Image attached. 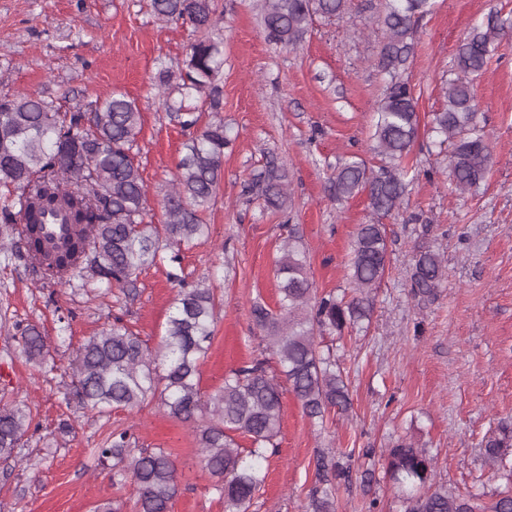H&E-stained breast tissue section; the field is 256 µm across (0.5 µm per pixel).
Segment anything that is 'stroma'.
I'll return each mask as SVG.
<instances>
[{
    "label": "stroma",
    "instance_id": "35a3bbf8",
    "mask_svg": "<svg viewBox=\"0 0 512 512\" xmlns=\"http://www.w3.org/2000/svg\"><path fill=\"white\" fill-rule=\"evenodd\" d=\"M384 4L352 0L343 17L314 18L292 50L268 43L257 0H217L210 35L224 42L220 117L231 142L219 193L204 214L210 234L180 254L188 281L214 289L221 302L200 366L203 394L260 354L270 374H278L251 306L277 303L273 260L289 225L303 235L318 293L352 289L354 233L373 215L365 195L336 200L329 177L351 156L372 158L374 108L387 85L373 65L385 37ZM493 9L512 13V0H435L433 11L419 17L404 77L421 122L445 107L457 45ZM196 37L190 25L158 19L150 0H0V94L48 96L64 112L116 92L135 99L141 112L135 153L147 211L159 224L185 137L158 96V75ZM476 85L493 146L485 185L473 195L455 192L446 155L419 134L407 159L416 171L407 201L384 220L389 264L371 320L336 342L351 408L318 424L284 393L281 433L253 512H309L316 458L324 451L351 456V479L336 491V512H403L380 457L400 439L426 449L436 482L456 492L490 496L505 486L482 443L501 429L512 431V36L501 41ZM270 160L287 163L290 202L283 213L262 210L241 194ZM422 244L440 251L447 277L436 299L421 306L408 272ZM169 268L146 267L129 301L94 282L42 285L24 261L0 251V406H22L32 418L14 458H0V512H93L102 503L133 512L132 485L113 484L110 467L93 454L122 430L141 447L171 452L178 478L171 512H224L200 464L195 433L205 417L176 420L157 398L136 412L119 408L101 416L71 394L73 352L114 319L158 347L175 296ZM18 323L42 332L53 371L21 355Z\"/></svg>",
    "mask_w": 512,
    "mask_h": 512
}]
</instances>
